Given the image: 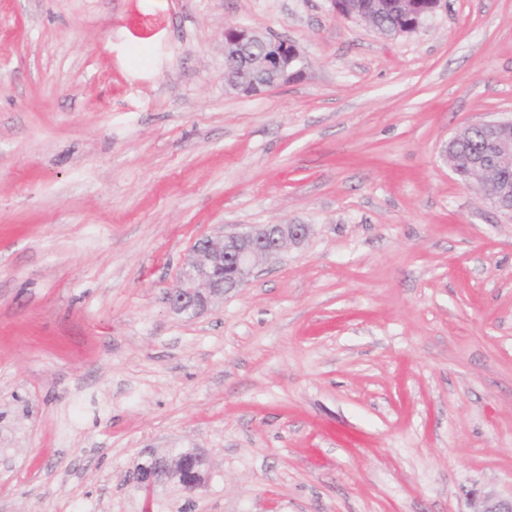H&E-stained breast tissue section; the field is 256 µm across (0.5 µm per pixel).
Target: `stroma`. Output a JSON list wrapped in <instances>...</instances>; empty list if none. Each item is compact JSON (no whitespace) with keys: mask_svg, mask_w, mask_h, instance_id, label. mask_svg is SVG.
Segmentation results:
<instances>
[{"mask_svg":"<svg viewBox=\"0 0 512 512\" xmlns=\"http://www.w3.org/2000/svg\"><path fill=\"white\" fill-rule=\"evenodd\" d=\"M302 53L244 95L224 27ZM512 117V0L389 38L330 0H0V512H480L512 497V219L444 156ZM309 238L189 318L222 227Z\"/></svg>","mask_w":512,"mask_h":512,"instance_id":"1","label":"stroma"}]
</instances>
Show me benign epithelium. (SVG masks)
I'll use <instances>...</instances> for the list:
<instances>
[{
	"label": "benign epithelium",
	"mask_w": 512,
	"mask_h": 512,
	"mask_svg": "<svg viewBox=\"0 0 512 512\" xmlns=\"http://www.w3.org/2000/svg\"><path fill=\"white\" fill-rule=\"evenodd\" d=\"M225 52L238 68L229 73L233 89L254 95L299 77L304 59L297 48L241 25L224 27ZM483 128L492 148V162L471 160L465 168L452 167L469 187H474L500 212L512 216V118L471 124L453 136L468 138ZM307 224H252L243 230L226 231L200 241L185 259L179 284L169 289L165 301L176 314H198L210 303L238 290L269 261L291 245L304 243Z\"/></svg>",
	"instance_id": "1"
}]
</instances>
